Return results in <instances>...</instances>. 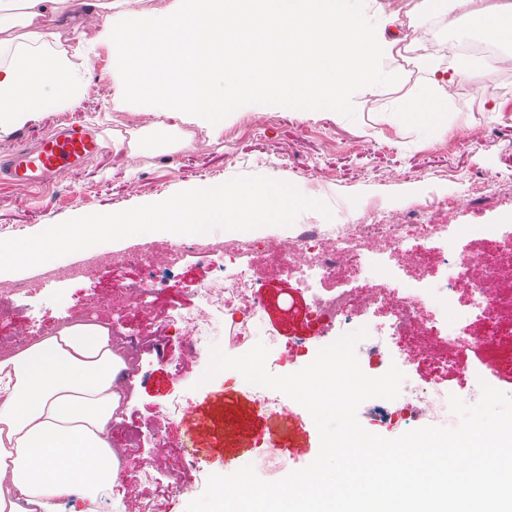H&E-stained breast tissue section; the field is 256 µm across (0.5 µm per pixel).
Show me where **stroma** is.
Here are the masks:
<instances>
[{
    "instance_id": "obj_1",
    "label": "stroma",
    "mask_w": 512,
    "mask_h": 512,
    "mask_svg": "<svg viewBox=\"0 0 512 512\" xmlns=\"http://www.w3.org/2000/svg\"><path fill=\"white\" fill-rule=\"evenodd\" d=\"M420 0H360L369 27L396 18L399 37L411 38L415 56L399 60L400 82L376 91L360 90L345 111L295 112L264 98L252 97L226 112L221 121L196 119L187 111L152 115L143 97L132 91L130 72L113 61L106 25L120 27L124 14L145 17L171 13L181 0H120L112 21L93 15L78 26H63L46 18L41 32L65 49L84 44L93 52L78 69L83 89L81 108L41 113L37 120L0 132V157L49 134L59 123L79 122L100 131L106 150L47 187H21L0 181V239L26 237L63 221L92 213L126 210L204 184L237 176L259 175L296 186L304 195L325 202L333 212V227H343L378 211L383 224L408 227V247L422 256L417 269L402 273L399 285L412 287L416 275L430 285L446 283L448 270L438 257L445 237L457 239L472 254L498 253L505 225H512V79L486 82L483 66L471 63L447 93L445 111L423 118L397 111L403 98L428 93L433 70L448 66L443 52L452 31L444 18H432L418 8ZM500 185L486 187L492 177ZM441 225L429 234L427 227ZM165 235L142 234L94 246L98 263L78 278L63 282L41 279L42 266L0 274L7 282L38 281L26 297L0 303V336H12L33 326L53 333L65 312L111 308L115 283H132L146 273L140 259L147 246L168 244ZM242 261L262 289L263 320L255 341L269 342L275 375L294 373L308 365L321 348L335 342L314 311L312 294L300 270L307 261L296 251L284 262L266 253L244 254ZM217 275L208 258L193 254L164 273L152 309L124 308L129 326L143 328L144 318L165 320L196 304L194 288ZM460 302L438 327L419 330L406 343V380L471 402L479 383L512 396V310L492 321L471 311L465 298L467 283L457 285ZM481 338L477 355L458 363L449 337L459 333ZM166 358L142 348L138 367L127 370L126 399L112 423V446L124 451L130 432L140 439L139 463L155 472L151 484L127 485L126 496L137 497L147 512H186L205 490L210 475L223 473L219 462H184L187 442L178 429L179 416L159 412L182 395L198 401L206 393L228 391L244 400L242 409L216 413V449L234 456L235 468L253 464L259 448L268 443L300 445L302 430L265 411L254 402L251 386L240 374L220 373L205 385L194 386L196 372L207 361L182 373L178 363L187 351L186 337L170 328ZM361 425L385 438L421 428L420 404L400 407L397 401L372 398L358 411ZM111 512H127L126 496L105 489Z\"/></svg>"
}]
</instances>
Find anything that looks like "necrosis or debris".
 <instances>
[{"label":"necrosis or debris","instance_id":"4bbe7bcc","mask_svg":"<svg viewBox=\"0 0 512 512\" xmlns=\"http://www.w3.org/2000/svg\"><path fill=\"white\" fill-rule=\"evenodd\" d=\"M404 231L405 227L401 224H368L361 221L347 233L315 234L316 247L302 273L309 289L315 292L314 307L320 318L342 326L348 323L356 309L386 306L391 310L389 323L371 328L368 338L377 352L401 345L421 329L422 313L427 306H434L444 313L453 309L457 283L469 280V271L476 266L484 269L485 277L479 281H469V294L471 305L479 315L490 320L502 308L512 307V293L498 287L503 270L500 257L469 255L460 252L452 241L445 248V259L452 273L443 287L412 288L403 293L391 289L394 263L381 260L379 251L383 248L392 250L395 263H410L413 255L405 247ZM299 245L296 239L262 243L237 239L227 243L212 238H193L146 253L145 263L173 268L188 254L199 252L208 256L219 274L198 289L199 306L181 313L179 323L190 338L193 353L207 352L210 336L222 326L232 336L234 349L243 354L249 351L254 328L261 321L262 304L258 291L250 282L248 271L236 266V259L261 248L275 259L284 260ZM351 265L365 270L371 281L364 293L353 295L342 291L326 296L318 292V284Z\"/></svg>","mask_w":512,"mask_h":512}]
</instances>
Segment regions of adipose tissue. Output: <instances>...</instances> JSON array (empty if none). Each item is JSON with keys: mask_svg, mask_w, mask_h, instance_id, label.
I'll list each match as a JSON object with an SVG mask.
<instances>
[{"mask_svg": "<svg viewBox=\"0 0 512 512\" xmlns=\"http://www.w3.org/2000/svg\"><path fill=\"white\" fill-rule=\"evenodd\" d=\"M190 13L127 17L113 50L153 96L222 119L261 95L300 112H341L353 89L394 85L399 38L374 32L357 0H190ZM111 0H0V129L82 102L74 54L33 29L53 14L72 22ZM233 65H222L225 53ZM126 368L108 328L74 325L0 360V512H46L48 498L95 494L118 481L112 420ZM68 467H60V460Z\"/></svg>", "mask_w": 512, "mask_h": 512, "instance_id": "obj_1", "label": "adipose tissue"}]
</instances>
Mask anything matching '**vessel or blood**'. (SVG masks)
Returning a JSON list of instances; mask_svg holds the SVG:
<instances>
[{
  "label": "vessel or blood",
  "instance_id": "b4317fda",
  "mask_svg": "<svg viewBox=\"0 0 512 512\" xmlns=\"http://www.w3.org/2000/svg\"><path fill=\"white\" fill-rule=\"evenodd\" d=\"M101 150L97 133L83 125L70 123L41 138L33 148L14 152L6 165L0 166V178L15 185L45 186ZM228 402L227 395L220 392L203 403L189 406L182 419V428L195 447L208 446L213 434L212 411Z\"/></svg>",
  "mask_w": 512,
  "mask_h": 512
}]
</instances>
